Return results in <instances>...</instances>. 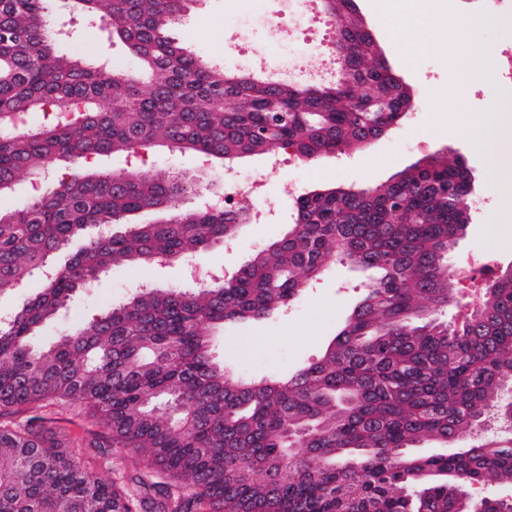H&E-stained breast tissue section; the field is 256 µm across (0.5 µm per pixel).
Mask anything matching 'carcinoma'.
<instances>
[{
	"label": "carcinoma",
	"mask_w": 512,
	"mask_h": 512,
	"mask_svg": "<svg viewBox=\"0 0 512 512\" xmlns=\"http://www.w3.org/2000/svg\"><path fill=\"white\" fill-rule=\"evenodd\" d=\"M51 2L0 0V193L24 174L48 181L0 211V292L42 282L0 318V512H512L469 493L512 484V445L414 453L491 418L512 423V269L456 327L430 316L456 302L448 253L469 212L460 157L435 156L368 193L301 195L288 230L229 281L146 287L39 349L38 330L109 270L189 259L246 220L181 205L195 191L185 175L128 172L115 187L112 173L82 163L155 146L228 159L291 147L312 159L363 148L404 116L397 95L364 112L341 90L224 80L169 35L190 0H72L137 60L115 80L60 49ZM327 17L369 79L380 77L356 21ZM32 112L45 122L16 129ZM162 208V223L112 231ZM90 226L106 231L54 264ZM335 261L366 281L324 352L283 380L232 377L210 330L269 318ZM48 407L90 417L101 438L72 449L47 428Z\"/></svg>",
	"instance_id": "cac0c4a2"
}]
</instances>
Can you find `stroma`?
Masks as SVG:
<instances>
[{
	"mask_svg": "<svg viewBox=\"0 0 512 512\" xmlns=\"http://www.w3.org/2000/svg\"><path fill=\"white\" fill-rule=\"evenodd\" d=\"M357 4L390 65L412 88L413 110L359 151L312 160L286 156L272 178L266 175L267 158L263 155L222 160L194 151L149 150L148 168L193 176L210 195L224 194L247 179L264 181L262 224L243 225L233 240L199 252L188 263L112 269L92 288L74 296L65 317L40 328L42 349H49L62 331H75L93 316L123 303L141 286L191 287L189 266L203 270L221 266L227 273H235L252 254L286 232L295 205L285 194L288 182H296L302 194L333 186L368 189L390 182L396 173L435 154L463 157L474 176L473 198L487 201L484 209L472 211L452 259L486 251L493 256L494 268L512 266V247L507 244L512 238V166H500L494 140L483 135L464 138L448 134L460 111L453 94L460 87L468 90L465 103L470 111L497 113L500 124L512 128V111L501 110L503 101L512 102V84L499 82L489 87L471 82L464 62L449 64L447 44H424L392 34L391 10L379 0H357ZM291 7V0H191L170 33L189 51L218 66L225 63V49L245 53L252 60L248 72L263 79L280 69L287 44L271 21L288 20ZM48 24L73 30L65 46L67 52L92 61L105 59L116 72L136 71L135 59L113 40L109 30L72 19L61 0H53ZM363 279L362 273L349 267L329 264L303 295L271 320L226 328L218 339L220 354L237 373L257 377L278 376L313 361L348 314L356 297L353 286Z\"/></svg>",
	"mask_w": 512,
	"mask_h": 512,
	"instance_id": "1",
	"label": "stroma"
}]
</instances>
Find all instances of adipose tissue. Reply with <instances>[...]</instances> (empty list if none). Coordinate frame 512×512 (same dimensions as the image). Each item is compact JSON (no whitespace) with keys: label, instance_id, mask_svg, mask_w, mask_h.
<instances>
[{"label":"adipose tissue","instance_id":"ef3b65f1","mask_svg":"<svg viewBox=\"0 0 512 512\" xmlns=\"http://www.w3.org/2000/svg\"><path fill=\"white\" fill-rule=\"evenodd\" d=\"M424 5L425 0H400L399 17L395 22L396 30L417 41L444 40L451 45L459 39L465 41L468 45L466 64L473 80L487 81L496 72L497 66L481 50L483 18L477 15L466 17L455 15L444 25L437 23L420 28L409 26L406 21L407 16L418 13Z\"/></svg>","mask_w":512,"mask_h":512}]
</instances>
